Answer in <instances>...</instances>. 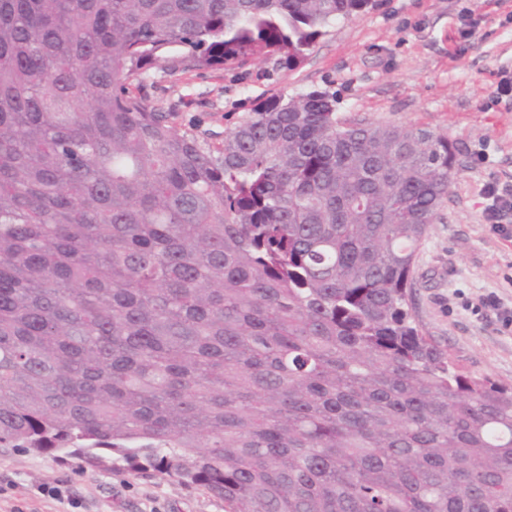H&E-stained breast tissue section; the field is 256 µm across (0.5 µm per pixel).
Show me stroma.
Returning <instances> with one entry per match:
<instances>
[{
    "mask_svg": "<svg viewBox=\"0 0 512 512\" xmlns=\"http://www.w3.org/2000/svg\"><path fill=\"white\" fill-rule=\"evenodd\" d=\"M512 0H375L336 20L294 71L158 73L146 91L179 104L180 120L233 128L252 104L311 90L346 120L424 124L458 147L440 218L417 252L413 312L457 367L512 385V238L482 218L483 185H512ZM492 296L499 308H478ZM67 485L56 500L43 486ZM0 512H224L222 500L155 475L0 448Z\"/></svg>",
    "mask_w": 512,
    "mask_h": 512,
    "instance_id": "obj_1",
    "label": "stroma"
}]
</instances>
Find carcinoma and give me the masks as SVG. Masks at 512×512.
I'll return each instance as SVG.
<instances>
[{"label": "carcinoma", "mask_w": 512, "mask_h": 512, "mask_svg": "<svg viewBox=\"0 0 512 512\" xmlns=\"http://www.w3.org/2000/svg\"><path fill=\"white\" fill-rule=\"evenodd\" d=\"M373 0H0V447L224 512H512V387L416 322L456 174L313 90L232 129L143 75L293 71Z\"/></svg>", "instance_id": "carcinoma-1"}]
</instances>
